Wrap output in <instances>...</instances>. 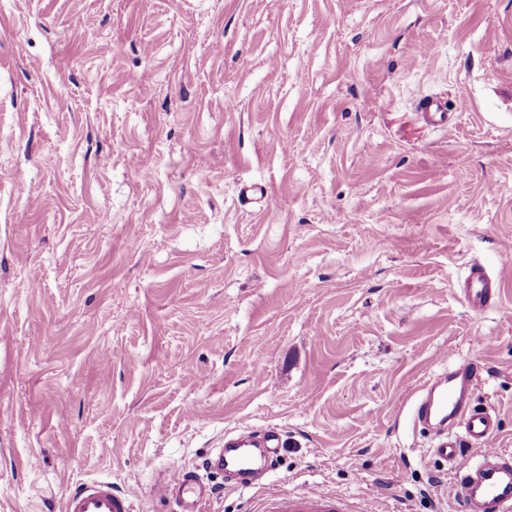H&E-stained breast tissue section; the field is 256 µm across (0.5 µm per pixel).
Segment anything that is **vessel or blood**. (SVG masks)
<instances>
[{
	"label": "vessel or blood",
	"mask_w": 512,
	"mask_h": 512,
	"mask_svg": "<svg viewBox=\"0 0 512 512\" xmlns=\"http://www.w3.org/2000/svg\"><path fill=\"white\" fill-rule=\"evenodd\" d=\"M465 297L477 311L499 306L501 290L484 267L471 266L465 280ZM478 381L470 363L438 377L422 390L414 403L413 419L431 427L462 422L459 436H440L436 454L445 461L455 459L461 447L479 449L481 461L469 469L461 482V495L468 512H512V460H504L494 446L498 424L494 416L468 410L467 402ZM277 436L267 432L262 442H255L249 431L225 440L228 452L219 456L225 470L242 476L259 478L268 470V450L276 445ZM167 491L181 504V512H199L211 490L194 472H179L171 479ZM266 502L271 512H336L333 496L313 490L299 497H290L280 490L267 491ZM65 512H134L133 502L113 491L107 481H97L75 488L66 498Z\"/></svg>",
	"instance_id": "b4317fda"
}]
</instances>
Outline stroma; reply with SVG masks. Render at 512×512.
<instances>
[{
  "mask_svg": "<svg viewBox=\"0 0 512 512\" xmlns=\"http://www.w3.org/2000/svg\"><path fill=\"white\" fill-rule=\"evenodd\" d=\"M509 255L512 0H0V512H261L244 424L289 495L467 512L412 407L475 363L512 457ZM465 297L476 311L498 307L501 301V289L490 278L484 267L472 265L465 280ZM278 436L274 432H267L263 441L252 439L248 430H242L237 436L225 440V448H235L224 456V449L218 455V465L224 466V470L237 473L242 476L261 478L268 470L267 460L271 448L277 447ZM251 448H264L259 456L253 453ZM166 491L178 499L182 506L180 512H199L202 501L211 493L192 471H179L177 477L169 481ZM134 504L112 490V483L97 481L75 488L66 498L65 512H133Z\"/></svg>",
  "mask_w": 512,
  "mask_h": 512,
  "instance_id": "35a3bbf8",
  "label": "stroma"
}]
</instances>
